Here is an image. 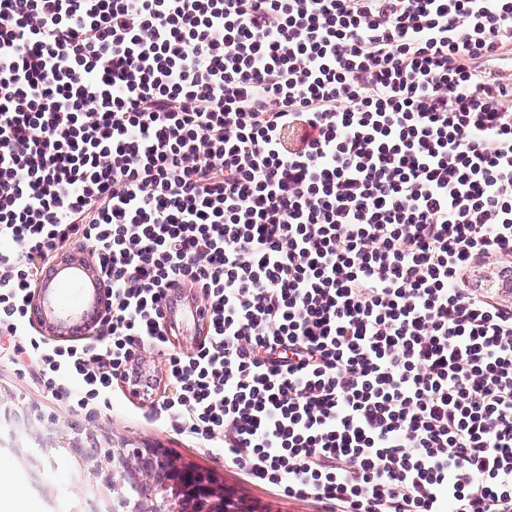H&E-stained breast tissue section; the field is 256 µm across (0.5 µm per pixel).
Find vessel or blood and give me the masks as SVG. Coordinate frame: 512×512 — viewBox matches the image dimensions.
<instances>
[{
  "label": "vessel or blood",
  "instance_id": "obj_1",
  "mask_svg": "<svg viewBox=\"0 0 512 512\" xmlns=\"http://www.w3.org/2000/svg\"><path fill=\"white\" fill-rule=\"evenodd\" d=\"M70 279L81 283L83 297L73 312L65 313L57 307L54 297L58 286ZM39 287L47 304L42 308L32 307L31 317L48 333L69 338L83 335L102 311L101 280L94 264L82 254L70 253L58 257L41 273ZM168 318L176 330L188 329L197 337L205 333L207 312L192 297L180 296L172 304Z\"/></svg>",
  "mask_w": 512,
  "mask_h": 512
}]
</instances>
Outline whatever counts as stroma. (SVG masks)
<instances>
[{
  "label": "stroma",
  "mask_w": 512,
  "mask_h": 512,
  "mask_svg": "<svg viewBox=\"0 0 512 512\" xmlns=\"http://www.w3.org/2000/svg\"><path fill=\"white\" fill-rule=\"evenodd\" d=\"M63 423L90 429L101 442L118 448H158L208 474L250 505L254 512H324L309 500L288 498L249 481L225 464L223 454L176 434L149 403L113 385L105 406L69 414L41 394L36 371L21 372L0 357V463L39 512H91L87 496L94 485L89 472L65 453H49L55 428Z\"/></svg>",
  "instance_id": "stroma-1"
}]
</instances>
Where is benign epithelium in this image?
Wrapping results in <instances>:
<instances>
[{
    "label": "benign epithelium",
    "mask_w": 512,
    "mask_h": 512,
    "mask_svg": "<svg viewBox=\"0 0 512 512\" xmlns=\"http://www.w3.org/2000/svg\"><path fill=\"white\" fill-rule=\"evenodd\" d=\"M58 447L93 464L105 512L128 490L136 492V512H247L211 478L156 448H105L97 441L87 448L71 424L59 431Z\"/></svg>",
    "instance_id": "7a95c632"
}]
</instances>
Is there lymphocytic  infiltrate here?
Returning a JSON list of instances; mask_svg holds the SVG:
<instances>
[{
	"label": "lymphocytic infiltrate",
	"instance_id": "f902f5d3",
	"mask_svg": "<svg viewBox=\"0 0 512 512\" xmlns=\"http://www.w3.org/2000/svg\"><path fill=\"white\" fill-rule=\"evenodd\" d=\"M84 242L96 337L47 345L32 290ZM485 267L512 268V0H0V335L71 413L119 381L326 512H512ZM168 318L178 335L177 339L180 336L176 342L177 349L185 354L192 353L197 344L194 336H197L200 340L205 334L207 311L204 306L191 296L180 295L177 301L172 304ZM188 322L192 325V331L190 332L192 336H182L185 333L189 334L186 329Z\"/></svg>",
	"mask_w": 512,
	"mask_h": 512
}]
</instances>
